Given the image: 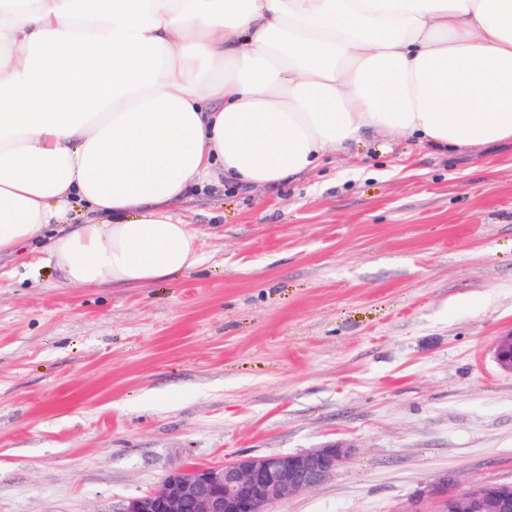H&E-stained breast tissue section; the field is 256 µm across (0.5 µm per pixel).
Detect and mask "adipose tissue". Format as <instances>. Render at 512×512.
Segmentation results:
<instances>
[{
    "label": "adipose tissue",
    "mask_w": 512,
    "mask_h": 512,
    "mask_svg": "<svg viewBox=\"0 0 512 512\" xmlns=\"http://www.w3.org/2000/svg\"><path fill=\"white\" fill-rule=\"evenodd\" d=\"M392 135L512 140V0H0V256L51 232L70 286L195 268L173 207L213 171L271 186Z\"/></svg>",
    "instance_id": "obj_1"
}]
</instances>
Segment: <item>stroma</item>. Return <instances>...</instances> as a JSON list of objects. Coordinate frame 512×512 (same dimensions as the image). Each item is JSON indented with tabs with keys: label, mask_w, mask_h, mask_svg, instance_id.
<instances>
[{
	"label": "stroma",
	"mask_w": 512,
	"mask_h": 512,
	"mask_svg": "<svg viewBox=\"0 0 512 512\" xmlns=\"http://www.w3.org/2000/svg\"><path fill=\"white\" fill-rule=\"evenodd\" d=\"M175 212L202 261L143 288L0 259V512H121L172 469L329 443L272 512H431L512 481V142L368 140Z\"/></svg>",
	"instance_id": "1"
}]
</instances>
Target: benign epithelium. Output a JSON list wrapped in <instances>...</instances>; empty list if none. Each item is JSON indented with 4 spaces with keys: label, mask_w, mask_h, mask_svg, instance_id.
<instances>
[{
    "label": "benign epithelium",
    "mask_w": 512,
    "mask_h": 512,
    "mask_svg": "<svg viewBox=\"0 0 512 512\" xmlns=\"http://www.w3.org/2000/svg\"><path fill=\"white\" fill-rule=\"evenodd\" d=\"M494 358L512 372V331L498 337ZM345 455L333 443L299 454L245 457L228 466L179 468L158 490L129 499L122 512H270L273 504L330 480ZM430 496L435 512H512V482L462 489L445 480Z\"/></svg>",
    "instance_id": "benign-epithelium-1"
}]
</instances>
